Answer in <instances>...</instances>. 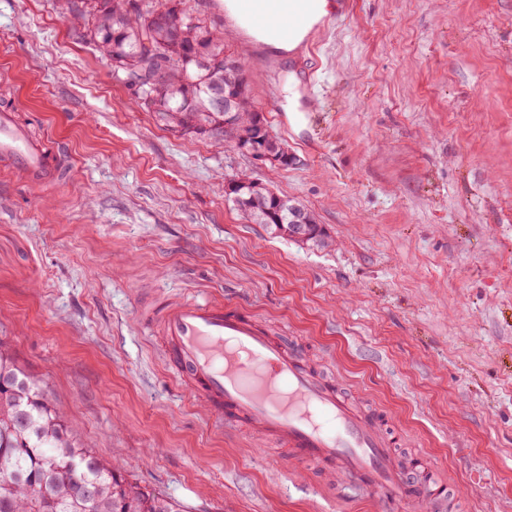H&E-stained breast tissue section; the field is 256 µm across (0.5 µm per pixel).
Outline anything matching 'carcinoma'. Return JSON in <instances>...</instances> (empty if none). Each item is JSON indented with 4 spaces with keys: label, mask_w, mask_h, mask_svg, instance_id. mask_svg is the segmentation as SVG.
Returning <instances> with one entry per match:
<instances>
[{
    "label": "carcinoma",
    "mask_w": 512,
    "mask_h": 512,
    "mask_svg": "<svg viewBox=\"0 0 512 512\" xmlns=\"http://www.w3.org/2000/svg\"><path fill=\"white\" fill-rule=\"evenodd\" d=\"M60 13L74 25L87 24L86 36L97 52L112 64V76L128 83L135 70L153 64L154 51L164 50L170 66L163 80L133 92L134 101L148 109L146 98L163 102L155 109L161 122L173 131H188L205 121L215 129L213 139L224 142V110L213 106L217 91L242 97L238 119L252 126L250 137L267 139L265 117L252 112L244 69L224 68L223 33L200 24L179 8L181 0H163L162 7L180 26V39L167 26L149 21L152 10L128 8L129 0H106L94 7L90 18L77 0H57ZM238 210L256 224L278 234L275 211L268 198L256 204L252 190L235 192ZM9 459L12 471H0V512H177L174 504L129 480L116 461L100 457L72 435L62 413L43 388L21 367L9 348L0 342V460ZM93 490L95 499L86 500Z\"/></svg>",
    "instance_id": "carcinoma-1"
}]
</instances>
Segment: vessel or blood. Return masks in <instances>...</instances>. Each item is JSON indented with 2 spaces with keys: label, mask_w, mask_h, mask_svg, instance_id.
<instances>
[{
  "label": "vessel or blood",
  "mask_w": 512,
  "mask_h": 512,
  "mask_svg": "<svg viewBox=\"0 0 512 512\" xmlns=\"http://www.w3.org/2000/svg\"><path fill=\"white\" fill-rule=\"evenodd\" d=\"M238 16L268 21L292 41L306 20L272 13L268 0H236ZM58 146L32 140L15 112L0 111V163L27 176L60 178ZM164 336V354L178 384L219 425L250 428L258 439L290 449L293 459L325 466L337 488L358 485L397 512H449L448 483L432 479L412 493L407 469L389 451L381 425L360 414L330 383L233 304L204 294L184 296L145 312Z\"/></svg>",
  "instance_id": "obj_1"
}]
</instances>
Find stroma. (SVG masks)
<instances>
[{
    "instance_id": "obj_1",
    "label": "stroma",
    "mask_w": 512,
    "mask_h": 512,
    "mask_svg": "<svg viewBox=\"0 0 512 512\" xmlns=\"http://www.w3.org/2000/svg\"><path fill=\"white\" fill-rule=\"evenodd\" d=\"M213 2L181 7L223 29L296 165L168 129L53 0H0V107L68 159L52 184L0 168V341L79 442L179 512H389L177 385L139 311L206 290L282 333L398 458L427 454L458 512H512V0H352L306 54L313 88ZM239 172L333 247L245 220L224 192Z\"/></svg>"
}]
</instances>
